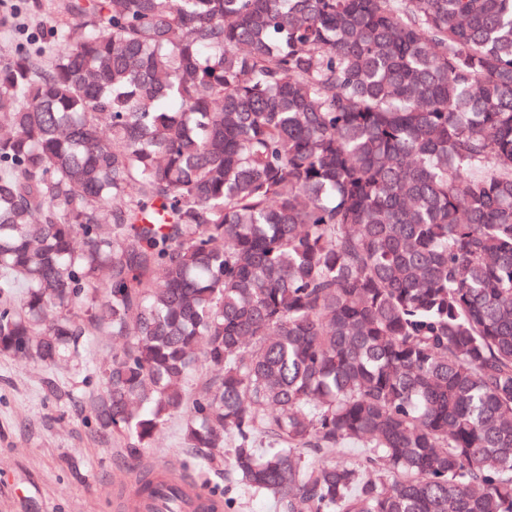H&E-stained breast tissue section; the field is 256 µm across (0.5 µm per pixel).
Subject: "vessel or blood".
<instances>
[{"label":"vessel or blood","mask_w":512,"mask_h":512,"mask_svg":"<svg viewBox=\"0 0 512 512\" xmlns=\"http://www.w3.org/2000/svg\"><path fill=\"white\" fill-rule=\"evenodd\" d=\"M173 486L180 492L177 512H223L222 499L205 493L193 484L173 483L162 472L147 473L139 477L132 488L117 490L114 506L117 512H166L164 496Z\"/></svg>","instance_id":"1"}]
</instances>
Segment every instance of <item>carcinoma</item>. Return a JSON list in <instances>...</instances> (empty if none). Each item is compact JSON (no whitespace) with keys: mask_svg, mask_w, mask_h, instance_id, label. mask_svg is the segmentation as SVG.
Listing matches in <instances>:
<instances>
[{"mask_svg":"<svg viewBox=\"0 0 512 512\" xmlns=\"http://www.w3.org/2000/svg\"><path fill=\"white\" fill-rule=\"evenodd\" d=\"M63 12L0 63V355L122 340L98 430L181 420L225 512H512V0ZM232 496L236 500L234 512H273L268 499L250 492L235 489Z\"/></svg>","mask_w":512,"mask_h":512,"instance_id":"cac0c4a2","label":"carcinoma"}]
</instances>
